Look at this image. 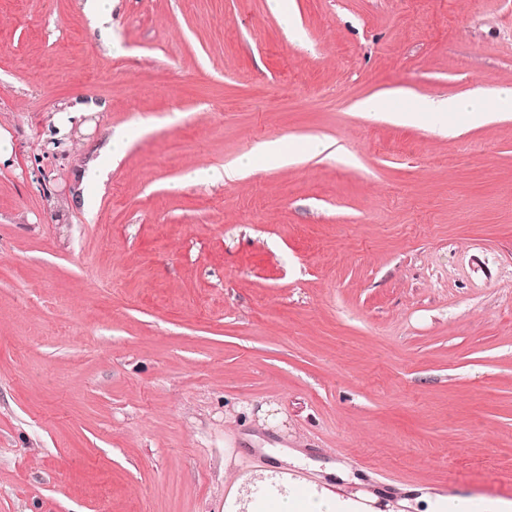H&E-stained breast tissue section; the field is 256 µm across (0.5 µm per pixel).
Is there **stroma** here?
Wrapping results in <instances>:
<instances>
[{
    "instance_id": "1",
    "label": "stroma",
    "mask_w": 512,
    "mask_h": 512,
    "mask_svg": "<svg viewBox=\"0 0 512 512\" xmlns=\"http://www.w3.org/2000/svg\"><path fill=\"white\" fill-rule=\"evenodd\" d=\"M0 0V512H225L299 451L357 512H512V0ZM99 109L53 145L77 99ZM143 121L90 198L80 178ZM330 152L226 183L259 142ZM115 0H86L84 10L96 27L102 29L104 23L112 20V7ZM502 104H512V89H494L472 100L426 99L419 107H392L385 98H369L361 101L358 108L368 113L388 112L403 123L429 118L448 129V116L452 114L466 113L475 121H480Z\"/></svg>"
}]
</instances>
